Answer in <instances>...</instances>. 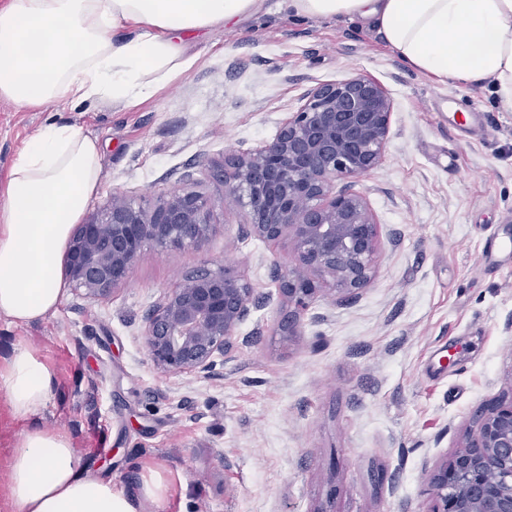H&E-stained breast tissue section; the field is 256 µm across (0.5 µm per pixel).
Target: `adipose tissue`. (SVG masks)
<instances>
[{"label":"adipose tissue","mask_w":512,"mask_h":512,"mask_svg":"<svg viewBox=\"0 0 512 512\" xmlns=\"http://www.w3.org/2000/svg\"><path fill=\"white\" fill-rule=\"evenodd\" d=\"M265 0H0V102L130 110L190 70L186 36L254 17ZM308 19L348 18L381 34L420 74L489 86L512 107V0H286ZM100 142L52 124L0 181V317L29 326L56 313L61 250L102 186ZM56 378L31 350L0 373L13 415L35 414ZM9 512H162L91 473L69 435L26 430L8 463Z\"/></svg>","instance_id":"adipose-tissue-1"}]
</instances>
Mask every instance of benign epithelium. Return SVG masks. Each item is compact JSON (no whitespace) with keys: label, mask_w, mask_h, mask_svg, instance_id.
<instances>
[{"label":"benign epithelium","mask_w":512,"mask_h":512,"mask_svg":"<svg viewBox=\"0 0 512 512\" xmlns=\"http://www.w3.org/2000/svg\"><path fill=\"white\" fill-rule=\"evenodd\" d=\"M302 101L266 145L210 161L225 196L246 208L247 233L291 244L295 263L277 269L288 303L277 330L285 337L297 335L300 315L326 292L354 294L374 278L380 224L362 195L335 184L381 162L393 109L387 88L364 74L323 83ZM214 227L209 200L190 186L153 201L114 192L73 228L65 272L87 296L102 298L126 283L146 248L198 249ZM261 305L252 284L228 269L185 276L144 319L154 367L213 377L239 324ZM426 480L429 512H512V392L479 406L455 451Z\"/></svg>","instance_id":"obj_1"}]
</instances>
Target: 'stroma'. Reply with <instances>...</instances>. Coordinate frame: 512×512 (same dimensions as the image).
I'll return each mask as SVG.
<instances>
[{"label": "stroma", "instance_id": "1", "mask_svg": "<svg viewBox=\"0 0 512 512\" xmlns=\"http://www.w3.org/2000/svg\"><path fill=\"white\" fill-rule=\"evenodd\" d=\"M265 7L191 34L196 64L132 110L0 102V179L28 139L68 123L101 142L99 200H152L190 174L215 222L202 248H146L107 297L70 286L42 322L0 318V371L30 348L56 376L32 417L0 395V487L21 434L43 426L126 494L160 476L165 512H429L427 469L512 390V255L488 271L481 261L492 232L512 236V109L482 86L421 75L360 22ZM356 73L394 103L383 161L347 185L375 213L382 253L367 288L319 298L288 340L275 330L288 312L275 267L293 264L291 247L247 235L209 162L270 142L308 90ZM221 266L267 304L214 377L160 373L144 317L186 274Z\"/></svg>", "mask_w": 512, "mask_h": 512}]
</instances>
